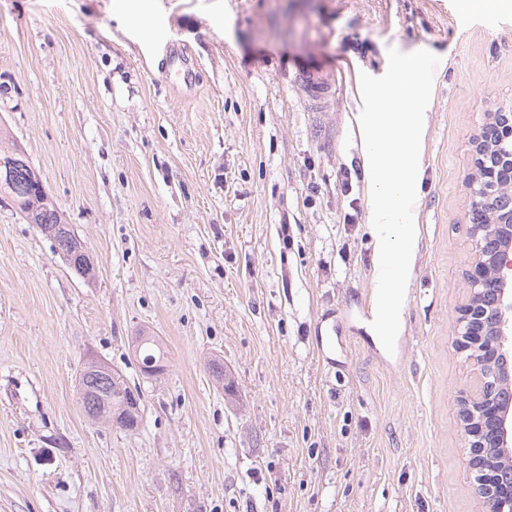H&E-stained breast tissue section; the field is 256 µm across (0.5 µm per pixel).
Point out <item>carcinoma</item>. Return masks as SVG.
<instances>
[{"mask_svg": "<svg viewBox=\"0 0 512 512\" xmlns=\"http://www.w3.org/2000/svg\"><path fill=\"white\" fill-rule=\"evenodd\" d=\"M0 194L15 203L27 223L37 225L61 257L71 259L85 252L63 211L42 190L39 172L17 146L7 150L0 147ZM139 348L143 357L166 359V346L158 336L149 337ZM77 386L84 416L92 423L111 414L120 415L127 409L126 402L140 399L139 391L131 389L118 370L102 363H86L78 375Z\"/></svg>", "mask_w": 512, "mask_h": 512, "instance_id": "carcinoma-1", "label": "carcinoma"}]
</instances>
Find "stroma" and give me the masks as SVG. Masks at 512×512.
I'll return each mask as SVG.
<instances>
[{
	"label": "stroma",
	"instance_id": "obj_1",
	"mask_svg": "<svg viewBox=\"0 0 512 512\" xmlns=\"http://www.w3.org/2000/svg\"><path fill=\"white\" fill-rule=\"evenodd\" d=\"M0 0V126L95 269L0 196V512H483L454 344L475 250L472 139L512 108V13L457 0ZM190 49L173 84L166 42ZM438 56L394 353L372 338L355 117L389 50ZM341 64L310 111L294 60ZM168 350L164 375L133 356ZM142 397L89 424V359ZM234 381L225 394L210 364Z\"/></svg>",
	"mask_w": 512,
	"mask_h": 512
}]
</instances>
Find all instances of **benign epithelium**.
Instances as JSON below:
<instances>
[{
	"label": "benign epithelium",
	"mask_w": 512,
	"mask_h": 512,
	"mask_svg": "<svg viewBox=\"0 0 512 512\" xmlns=\"http://www.w3.org/2000/svg\"><path fill=\"white\" fill-rule=\"evenodd\" d=\"M512 112H495L473 138L477 176L472 196L475 254L466 273L468 300L460 307L456 347L473 361V384L459 396L462 431L486 512H512Z\"/></svg>",
	"instance_id": "obj_1"
}]
</instances>
